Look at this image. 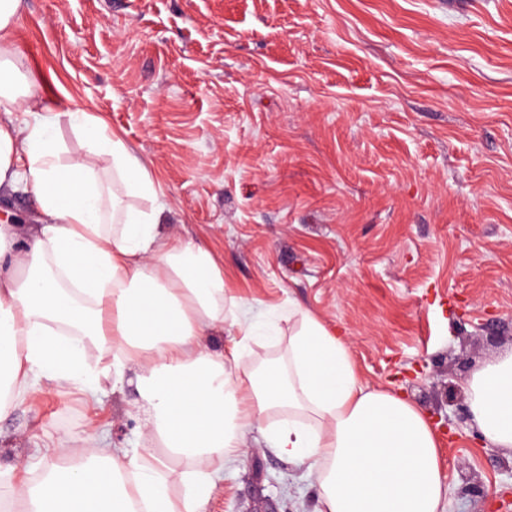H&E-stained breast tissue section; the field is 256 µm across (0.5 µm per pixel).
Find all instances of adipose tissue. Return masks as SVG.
Segmentation results:
<instances>
[{"mask_svg": "<svg viewBox=\"0 0 512 512\" xmlns=\"http://www.w3.org/2000/svg\"><path fill=\"white\" fill-rule=\"evenodd\" d=\"M0 56V112H19L30 131L0 124V187L25 183L41 222L20 238L0 224V414L62 386L96 395L139 369L146 436L186 461L94 447L70 464L57 440L55 465L23 495L28 512H206L215 479L240 452L244 433L274 410L287 420L264 434L282 457L312 459L320 512H446L439 440L428 416L404 396L367 386L342 336L308 311L286 358L247 365L251 341L277 339L272 321L245 320L230 354L204 336L224 330V275L207 247L163 233L164 209L147 164L103 118L69 112L108 169L83 157L60 162L56 120ZM155 199L153 213L120 207L113 191ZM117 353L100 367L105 346ZM481 438L512 448V353L487 361L466 382ZM184 493L172 497L171 480Z\"/></svg>", "mask_w": 512, "mask_h": 512, "instance_id": "1", "label": "adipose tissue"}]
</instances>
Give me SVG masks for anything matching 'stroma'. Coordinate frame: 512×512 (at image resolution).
Segmentation results:
<instances>
[{
  "mask_svg": "<svg viewBox=\"0 0 512 512\" xmlns=\"http://www.w3.org/2000/svg\"><path fill=\"white\" fill-rule=\"evenodd\" d=\"M5 51L58 116L103 117L163 191L166 232L205 245L224 300L264 313L284 355L298 304L340 330L366 385L407 396L440 436L447 512H512V450L485 444L465 379L512 351V0H22ZM31 191L0 188L28 226ZM136 365L96 397L61 387L0 417V496L87 435L146 442ZM306 465L261 431L207 512H318Z\"/></svg>",
  "mask_w": 512,
  "mask_h": 512,
  "instance_id": "35a3bbf8",
  "label": "stroma"
}]
</instances>
